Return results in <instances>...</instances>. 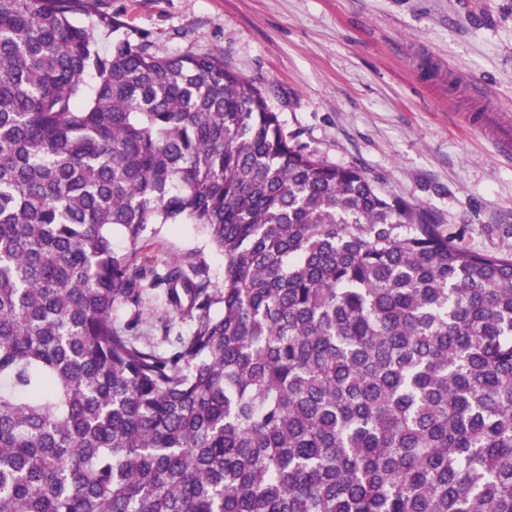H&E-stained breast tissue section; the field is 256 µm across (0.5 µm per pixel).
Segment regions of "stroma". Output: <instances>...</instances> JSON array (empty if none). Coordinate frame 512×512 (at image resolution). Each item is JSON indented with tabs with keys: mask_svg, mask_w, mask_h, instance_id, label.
<instances>
[{
	"mask_svg": "<svg viewBox=\"0 0 512 512\" xmlns=\"http://www.w3.org/2000/svg\"><path fill=\"white\" fill-rule=\"evenodd\" d=\"M122 23L96 31L100 52L127 38L160 57L214 51L250 80L296 136L332 165L361 168L435 223L467 225L473 249L512 226V156L470 115L512 119V0H97ZM138 269L148 287L113 319L166 351L188 335L151 282L169 262L224 256L195 224L149 229Z\"/></svg>",
	"mask_w": 512,
	"mask_h": 512,
	"instance_id": "obj_1",
	"label": "stroma"
}]
</instances>
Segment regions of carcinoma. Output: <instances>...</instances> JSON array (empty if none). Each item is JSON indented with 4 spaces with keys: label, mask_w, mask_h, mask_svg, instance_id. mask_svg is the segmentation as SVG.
<instances>
[{
    "label": "carcinoma",
    "mask_w": 512,
    "mask_h": 512,
    "mask_svg": "<svg viewBox=\"0 0 512 512\" xmlns=\"http://www.w3.org/2000/svg\"><path fill=\"white\" fill-rule=\"evenodd\" d=\"M120 27L0 0V512H512V244L321 161L221 52L100 55ZM183 221L224 289L168 265L160 352L112 309Z\"/></svg>",
    "instance_id": "1"
}]
</instances>
